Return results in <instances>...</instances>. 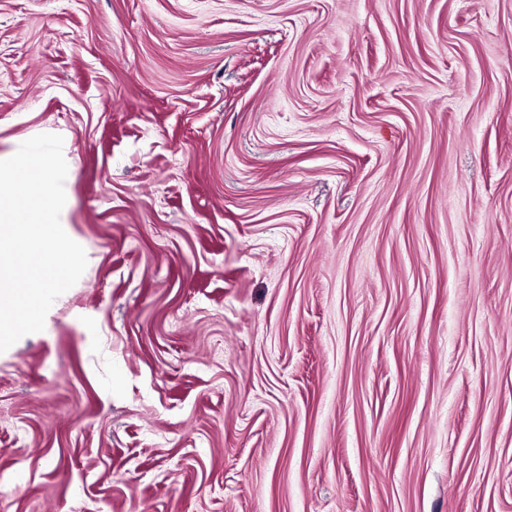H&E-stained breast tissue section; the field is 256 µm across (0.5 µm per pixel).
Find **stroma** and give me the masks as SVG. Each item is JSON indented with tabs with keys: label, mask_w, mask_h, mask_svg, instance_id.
<instances>
[{
	"label": "stroma",
	"mask_w": 512,
	"mask_h": 512,
	"mask_svg": "<svg viewBox=\"0 0 512 512\" xmlns=\"http://www.w3.org/2000/svg\"><path fill=\"white\" fill-rule=\"evenodd\" d=\"M43 133L0 512H512V0H0Z\"/></svg>",
	"instance_id": "35a3bbf8"
}]
</instances>
